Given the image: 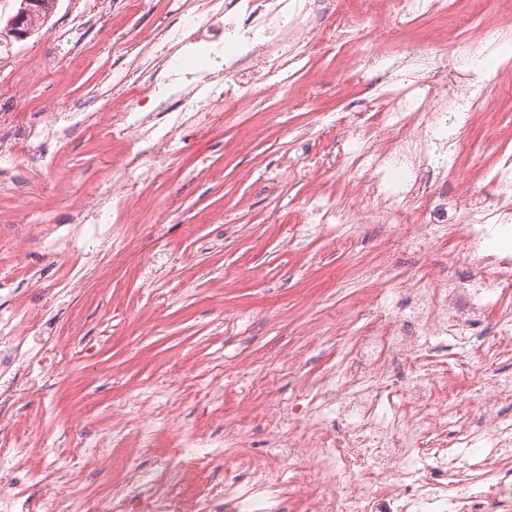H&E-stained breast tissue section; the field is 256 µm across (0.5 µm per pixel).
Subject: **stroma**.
I'll list each match as a JSON object with an SVG mask.
<instances>
[{
    "instance_id": "obj_1",
    "label": "stroma",
    "mask_w": 512,
    "mask_h": 512,
    "mask_svg": "<svg viewBox=\"0 0 512 512\" xmlns=\"http://www.w3.org/2000/svg\"><path fill=\"white\" fill-rule=\"evenodd\" d=\"M124 2L58 0L45 26L17 42L3 29L18 0H0V91L11 95L15 123L34 124L52 108L66 126L70 103L90 101L94 112L123 104L112 91L122 71L112 65L107 29L182 22L180 0L131 20ZM437 23L424 13L405 29L367 31L355 48L299 66L290 81L296 102L247 103L208 135L184 132L173 145L169 182L147 184L139 223L112 213L98 233H82L67 265L47 260L43 235L68 243L72 207L109 177L145 182V170L127 166L125 143L79 128L48 144L39 170L0 155V169L14 176L0 183V207L25 205L14 181H44L39 209L57 219L48 230L0 226V271L14 276L11 289L0 291V311L18 318L44 313L45 341L30 346L42 357L32 372L39 389L14 384L0 431L26 448L0 460V473L16 477V493L34 503L74 478L80 491L98 498L124 484L130 469L151 480L187 448L222 453L217 468L183 472L179 494L187 504L207 482L246 485L278 465V431L317 412V405L298 402L303 383L339 371L361 328L357 321L337 327L339 310L384 288L391 310L409 317L413 299L396 287L424 278V255L449 261L458 285L481 276L480 258L456 231L464 217L454 209L438 212L419 250L382 245L377 226L365 224L350 251L340 242L338 219L315 223L308 202L317 185L324 203L336 205L352 176L345 159L357 144L336 127L339 113L373 111L388 95L420 101L429 86L442 84L484 83L492 99L484 110H445L427 143L429 168L460 155L476 193L488 190L502 150L512 151V39L488 42L468 58L432 40ZM422 54L434 59L425 72L415 65ZM46 59L53 72L34 79L32 69ZM307 158L314 162L308 169ZM274 171L283 182L271 180ZM219 210L226 223H207ZM19 236L28 240L21 256L7 247ZM312 327L323 333L319 343L306 341ZM108 433L111 463L86 459L83 442ZM228 434L240 436L239 447H225ZM300 475L336 489L319 460L301 458L276 488L288 512H303L302 500L288 496Z\"/></svg>"
}]
</instances>
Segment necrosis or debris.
<instances>
[{
	"label": "necrosis or debris",
	"instance_id": "obj_1",
	"mask_svg": "<svg viewBox=\"0 0 512 512\" xmlns=\"http://www.w3.org/2000/svg\"><path fill=\"white\" fill-rule=\"evenodd\" d=\"M377 1L354 0V9L341 15L337 26L316 33L307 15L318 0H299L291 15L282 6H271L270 0H248L249 21L237 34L246 50L228 62L220 23L224 0H204L199 8L193 0H182L180 8L192 29L187 38L207 46L210 54L197 67L195 89L178 91L179 110L199 130H208L222 124L225 113L236 111L244 99L287 100L288 81L282 73L288 44L299 46L300 58L311 59L333 48L338 38L355 45L365 31L409 24L422 9L445 14L454 7L453 0H381L385 7L380 10ZM155 91V85H137L123 107L86 113L83 123L100 139H123L137 146L136 161L152 181L163 183L174 136L151 138L145 120L133 116L136 106ZM440 96L434 86L423 105L391 96L378 112L344 122L345 132L359 146L352 159L358 172L343 197L347 223L377 224L387 239L396 237L397 223L407 219L422 227L434 223L437 206L426 192L425 148L442 117L434 105ZM382 167L402 180V203H393L381 191L377 171ZM455 204L466 215L468 250L482 253L488 209L465 186ZM482 255L492 277L489 287H449L447 268H439L438 287L418 292L410 326H403L381 303L367 309L365 331L353 343L340 379L317 384V398L343 416L344 430L329 426L322 412L301 430L279 438L289 456L311 454L323 461L325 470L344 477L331 494L301 482L296 492L305 500V512H481L487 502L499 512H512V378L493 374L485 389L467 402L449 397L451 362L419 342L423 336H443L448 349L463 347L486 360L512 359V258ZM477 313L494 317L496 337L471 333V317ZM37 326L34 313L0 323V380L17 363L19 337ZM382 402L390 412L379 419L375 409ZM486 402L496 405V414L472 421L469 404ZM179 475V469H169L149 489L132 482L97 500L66 489L46 497L41 512H116V502L140 499L149 512H182L173 491ZM275 479V470L269 469L246 487H228L224 496L203 494L195 512H271Z\"/></svg>",
	"mask_w": 512,
	"mask_h": 512
}]
</instances>
